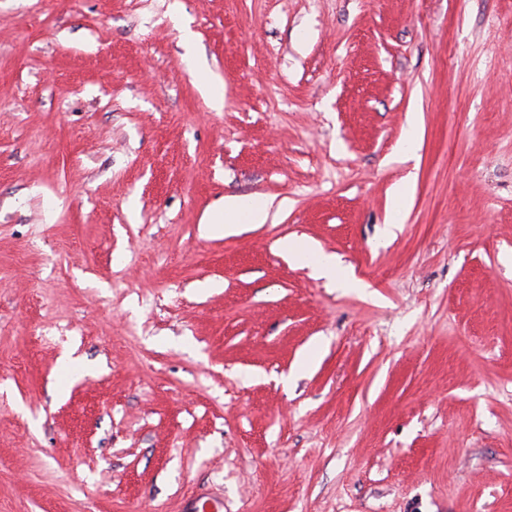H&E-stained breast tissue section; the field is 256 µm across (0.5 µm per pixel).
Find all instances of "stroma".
Returning <instances> with one entry per match:
<instances>
[{"instance_id":"obj_1","label":"stroma","mask_w":512,"mask_h":512,"mask_svg":"<svg viewBox=\"0 0 512 512\" xmlns=\"http://www.w3.org/2000/svg\"><path fill=\"white\" fill-rule=\"evenodd\" d=\"M199 489L512 512V0H0V512ZM273 200L257 197H232L224 199L223 212L211 218L210 231L224 236L240 230L239 224L266 223ZM281 249L292 259L306 262L316 278H324L351 288L364 287L361 281L341 270L335 255H327L311 243L285 241L281 244Z\"/></svg>"}]
</instances>
